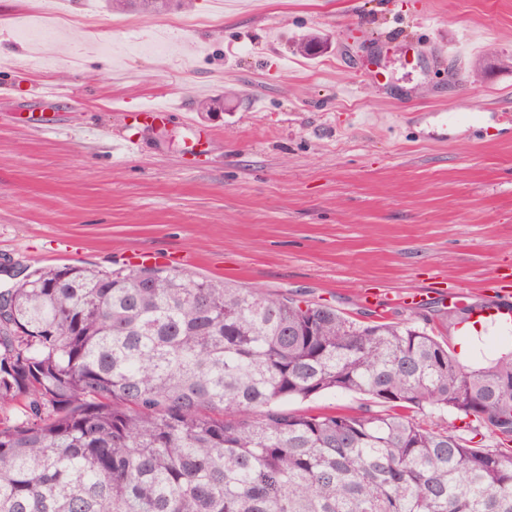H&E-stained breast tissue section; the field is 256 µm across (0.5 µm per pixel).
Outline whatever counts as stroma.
<instances>
[{
    "label": "stroma",
    "instance_id": "35a3bbf8",
    "mask_svg": "<svg viewBox=\"0 0 512 512\" xmlns=\"http://www.w3.org/2000/svg\"><path fill=\"white\" fill-rule=\"evenodd\" d=\"M33 13L84 53L19 40ZM310 34L327 49L301 52ZM44 83L68 98L45 107ZM153 95L183 113L110 109ZM140 252L359 321L429 319L472 366L512 351V330L463 334L436 286L476 307L512 276V0H0V263ZM407 290L429 296L381 307ZM112 10L124 11L139 9L145 12L160 14L173 6H190L191 0H112Z\"/></svg>",
    "mask_w": 512,
    "mask_h": 512
}]
</instances>
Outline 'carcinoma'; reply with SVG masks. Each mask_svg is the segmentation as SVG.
<instances>
[{"label": "carcinoma", "instance_id": "obj_1", "mask_svg": "<svg viewBox=\"0 0 512 512\" xmlns=\"http://www.w3.org/2000/svg\"><path fill=\"white\" fill-rule=\"evenodd\" d=\"M0 307V512H512V352L160 266L37 269ZM328 392L368 404L288 408ZM448 410L498 445L416 421Z\"/></svg>", "mask_w": 512, "mask_h": 512}]
</instances>
